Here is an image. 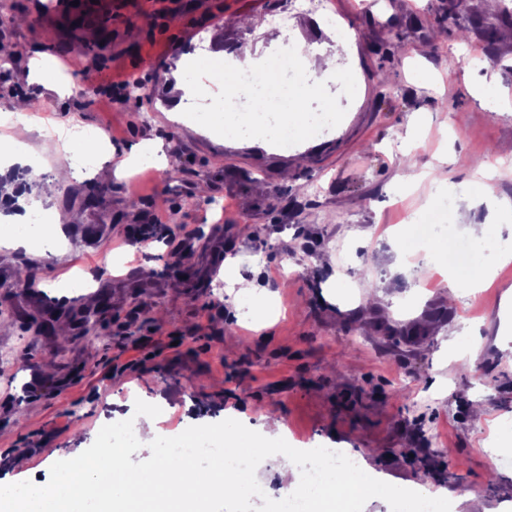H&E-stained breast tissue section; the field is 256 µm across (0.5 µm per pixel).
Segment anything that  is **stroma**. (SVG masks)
Returning a JSON list of instances; mask_svg holds the SVG:
<instances>
[{
	"label": "stroma",
	"instance_id": "1",
	"mask_svg": "<svg viewBox=\"0 0 512 512\" xmlns=\"http://www.w3.org/2000/svg\"><path fill=\"white\" fill-rule=\"evenodd\" d=\"M0 9V44L65 45L53 87L32 76L28 57L0 76V112L33 101L28 145L39 164L68 166L73 145L59 129L101 133L115 153L72 170L53 205L60 240L51 249L11 224L0 198V223L29 238L0 247V481L17 479L12 458L30 461L47 483L46 459L78 456L107 424L134 414L130 397L161 409L158 433L240 421L259 427L257 412L277 409L294 448H342L379 480L448 499L451 512H512V467L491 464L486 447L512 429V348L503 347V296L512 262V171L479 184L480 160L512 161V0H325L291 10L288 0H125L105 9L101 25H51L49 0ZM290 11L288 42H271L265 18ZM330 16L348 34L332 47L315 22ZM252 26H224L225 18ZM220 32L225 54L243 42L264 65L290 49L337 51L351 85L325 77L305 107H332L333 126L288 148L268 136L232 141L203 129L202 96L172 114L173 72L195 54L198 36ZM391 40L397 54L381 61ZM90 73L96 90L79 95L70 70ZM495 76L504 108L492 112L475 93ZM135 76L151 99L113 101L103 87ZM161 145L180 159L178 179L158 162L128 181L115 163ZM419 179L400 180L406 158ZM109 186L103 205L85 197ZM470 206L489 227L488 247L467 266L490 269L473 292L437 272L439 249L457 232L442 201ZM438 230L420 258L403 239L417 215ZM191 255L204 288L173 286L166 267ZM84 272L88 289L60 291ZM253 285L241 295L226 273ZM108 292L95 312L87 295ZM84 312L67 336L40 333L47 304ZM436 308L447 318L429 320ZM421 325L422 336L393 344L380 323Z\"/></svg>",
	"mask_w": 512,
	"mask_h": 512
}]
</instances>
